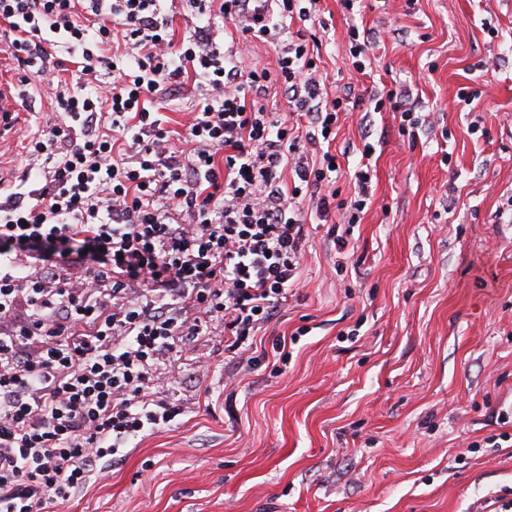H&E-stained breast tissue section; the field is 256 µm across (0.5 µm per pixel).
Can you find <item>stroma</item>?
Returning <instances> with one entry per match:
<instances>
[{
	"label": "stroma",
	"instance_id": "obj_1",
	"mask_svg": "<svg viewBox=\"0 0 512 512\" xmlns=\"http://www.w3.org/2000/svg\"><path fill=\"white\" fill-rule=\"evenodd\" d=\"M319 8L328 85L358 80L357 24L377 43L375 77L430 126L408 142L398 115L365 99L340 116L337 186L350 192L370 142L373 203L342 265L327 225L307 224L301 284L258 338L308 334L229 389L223 343L183 355L188 415L55 512H481L512 489V446L483 443L512 434L496 418L512 408V0ZM15 75L29 118L0 162L6 190L29 176L24 146L49 118L47 96ZM469 85L472 108L457 102ZM347 38L350 44L349 47V54L348 61L349 65L352 66V68L362 76L368 75L367 70V64L365 57L367 56L368 51V44L370 42L368 41V38L365 37L364 31L362 35V40L360 31L358 27L351 26L346 30ZM366 38V39H365Z\"/></svg>",
	"mask_w": 512,
	"mask_h": 512
}]
</instances>
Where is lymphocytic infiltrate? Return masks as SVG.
Instances as JSON below:
<instances>
[{
	"mask_svg": "<svg viewBox=\"0 0 512 512\" xmlns=\"http://www.w3.org/2000/svg\"><path fill=\"white\" fill-rule=\"evenodd\" d=\"M169 0H0L19 67L54 87V123L27 142L44 166L0 198V512H50L134 441L187 415L183 344L224 338L255 368V337L298 281L304 213L360 223L369 171L336 187L332 143L354 87L328 92L320 41L290 30L297 0H270L244 38L288 43L275 68L241 70L207 34L173 47ZM122 39L111 86L96 51ZM79 57L76 86L50 61ZM195 77L181 149L164 97ZM288 110L268 111L269 87ZM292 176L283 190V173Z\"/></svg>",
	"mask_w": 512,
	"mask_h": 512,
	"instance_id": "f902f5d3",
	"label": "lymphocytic infiltrate"
}]
</instances>
